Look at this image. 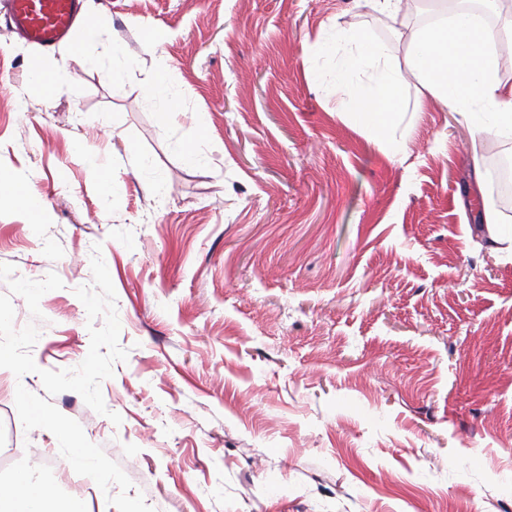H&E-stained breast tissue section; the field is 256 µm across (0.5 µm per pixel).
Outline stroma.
<instances>
[{"mask_svg": "<svg viewBox=\"0 0 512 512\" xmlns=\"http://www.w3.org/2000/svg\"><path fill=\"white\" fill-rule=\"evenodd\" d=\"M71 42L12 33L0 0V263L56 273L37 372L0 373V476L21 467L87 512H116L17 386L48 397L154 512H512V256L482 245L512 136L472 142L405 78L397 121L361 128L337 80L349 37L404 66L373 0H84ZM59 75L44 96L36 74ZM163 77L177 110L147 95ZM405 150L386 157L380 140ZM482 169H475V156ZM111 173L108 193L88 167ZM101 245L128 351L100 415L39 370L78 366L74 290ZM121 424H113L110 413Z\"/></svg>", "mask_w": 512, "mask_h": 512, "instance_id": "stroma-1", "label": "stroma"}]
</instances>
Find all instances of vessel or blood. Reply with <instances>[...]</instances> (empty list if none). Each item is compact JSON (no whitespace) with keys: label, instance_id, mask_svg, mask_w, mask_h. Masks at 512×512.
Returning <instances> with one entry per match:
<instances>
[{"label":"vessel or blood","instance_id":"obj_1","mask_svg":"<svg viewBox=\"0 0 512 512\" xmlns=\"http://www.w3.org/2000/svg\"><path fill=\"white\" fill-rule=\"evenodd\" d=\"M82 0H11L10 29L27 41L52 48L75 37Z\"/></svg>","mask_w":512,"mask_h":512}]
</instances>
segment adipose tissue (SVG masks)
I'll return each instance as SVG.
<instances>
[{
  "label": "adipose tissue",
  "instance_id": "ef3b65f1",
  "mask_svg": "<svg viewBox=\"0 0 512 512\" xmlns=\"http://www.w3.org/2000/svg\"><path fill=\"white\" fill-rule=\"evenodd\" d=\"M436 20L410 37L408 70L421 88L443 103L470 112L473 141L512 133V83L503 81L495 51L502 38H512V16L502 27L475 22L473 13L454 10L450 0H434ZM348 62L375 72L370 90L338 82L336 91L354 100V121L384 131L397 117L402 80L386 45L360 33L352 39ZM0 512H86L81 501L59 502L54 488L36 479L30 469L0 479Z\"/></svg>",
  "mask_w": 512,
  "mask_h": 512
}]
</instances>
